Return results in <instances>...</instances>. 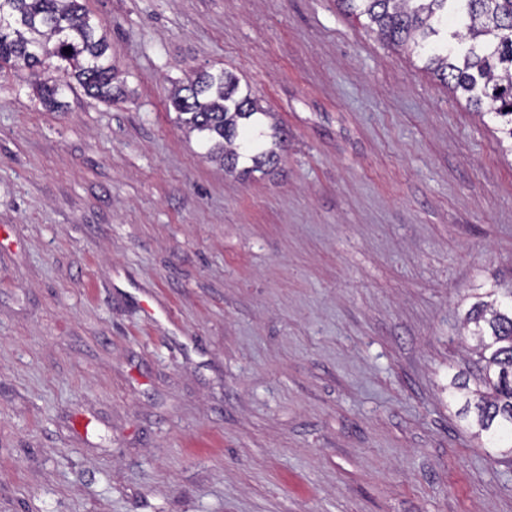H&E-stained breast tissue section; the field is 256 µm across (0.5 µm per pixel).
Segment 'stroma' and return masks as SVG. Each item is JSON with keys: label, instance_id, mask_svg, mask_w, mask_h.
Listing matches in <instances>:
<instances>
[{"label": "stroma", "instance_id": "stroma-1", "mask_svg": "<svg viewBox=\"0 0 512 512\" xmlns=\"http://www.w3.org/2000/svg\"><path fill=\"white\" fill-rule=\"evenodd\" d=\"M128 95L0 80V512H512L448 394L512 290V156L338 0H82ZM287 134L207 162L172 81ZM171 103L178 121L195 132L206 149V157L224 167V172L238 171L240 177L274 171L280 162L279 150L286 133L276 126L271 133L254 132L256 115L267 112L249 90H242L232 72L199 71L175 86ZM270 138L267 146L260 138ZM248 156L250 166L238 169Z\"/></svg>", "mask_w": 512, "mask_h": 512}]
</instances>
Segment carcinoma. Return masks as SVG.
<instances>
[{
  "instance_id": "cac0c4a2",
  "label": "carcinoma",
  "mask_w": 512,
  "mask_h": 512,
  "mask_svg": "<svg viewBox=\"0 0 512 512\" xmlns=\"http://www.w3.org/2000/svg\"><path fill=\"white\" fill-rule=\"evenodd\" d=\"M344 11L387 44L416 57L422 69L477 108L499 119L496 141L512 155V0H339ZM71 48L67 53L64 48ZM102 21L80 0H0V78L18 69L39 77L54 69L65 84L43 82L40 97L58 104L71 81L88 96L112 102L125 96ZM57 65H51V60ZM178 121L196 133L206 157L228 173L249 177L275 170L286 133L254 132L266 111L239 78L226 70L199 71L174 88ZM251 165L238 168L242 158ZM486 288L464 314L479 365L475 388L453 379L452 396L478 439L487 437L512 456V292Z\"/></svg>"
}]
</instances>
